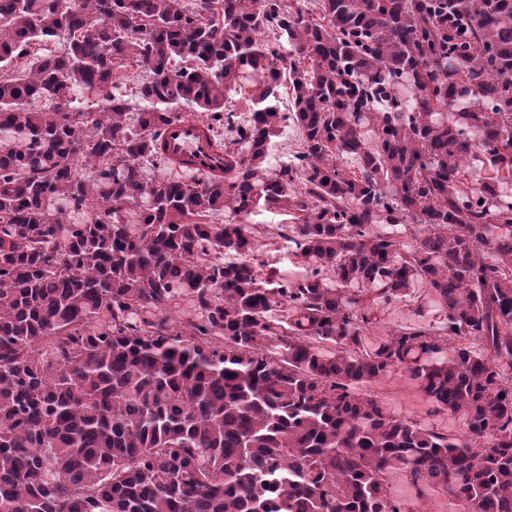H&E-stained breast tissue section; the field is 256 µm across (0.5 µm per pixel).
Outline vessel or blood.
<instances>
[{
    "label": "vessel or blood",
    "mask_w": 512,
    "mask_h": 512,
    "mask_svg": "<svg viewBox=\"0 0 512 512\" xmlns=\"http://www.w3.org/2000/svg\"><path fill=\"white\" fill-rule=\"evenodd\" d=\"M160 149L177 168L198 176L224 175V154L215 147L204 125L192 114H181L162 130Z\"/></svg>",
    "instance_id": "obj_1"
}]
</instances>
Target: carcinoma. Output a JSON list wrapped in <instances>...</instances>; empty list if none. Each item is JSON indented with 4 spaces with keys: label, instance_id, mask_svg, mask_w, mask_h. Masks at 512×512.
Returning <instances> with one entry per match:
<instances>
[{
    "label": "carcinoma",
    "instance_id": "obj_1",
    "mask_svg": "<svg viewBox=\"0 0 512 512\" xmlns=\"http://www.w3.org/2000/svg\"><path fill=\"white\" fill-rule=\"evenodd\" d=\"M317 8L0 0V512H406L393 472L420 499L512 512V0ZM126 61L149 73L132 118ZM179 107L224 148V179L147 175L172 166L157 141ZM288 120L301 151L272 173ZM261 203L291 213L304 279L257 271L249 225L207 223ZM408 222L409 249L372 232ZM417 282L444 335L363 349ZM181 297L196 313L176 324ZM397 369L465 435L352 391Z\"/></svg>",
    "mask_w": 512,
    "mask_h": 512
}]
</instances>
